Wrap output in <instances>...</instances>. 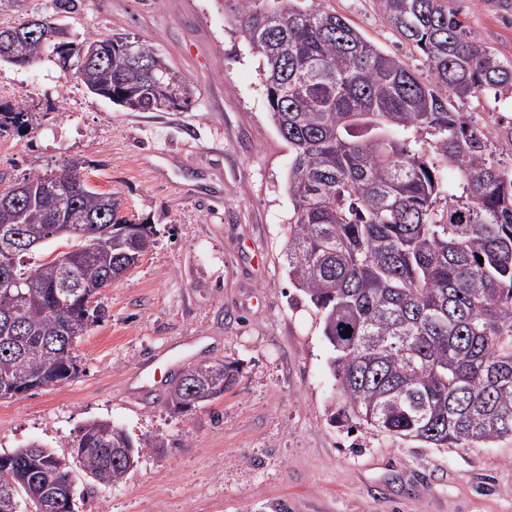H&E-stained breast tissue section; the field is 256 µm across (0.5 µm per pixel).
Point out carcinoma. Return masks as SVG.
Instances as JSON below:
<instances>
[{"label":"carcinoma","instance_id":"carcinoma-1","mask_svg":"<svg viewBox=\"0 0 512 512\" xmlns=\"http://www.w3.org/2000/svg\"><path fill=\"white\" fill-rule=\"evenodd\" d=\"M379 2L425 56L429 80L314 0H224L235 33L263 60L269 112L293 153L285 264L334 352L337 422L433 448H475L512 437V167L494 154L490 129L452 97L508 94L512 59L481 44L449 0ZM30 23L19 16L0 27L12 64L30 67L51 47L63 66L76 63L87 89L131 112H175L193 96L191 81L146 40L70 41L51 16L40 18L39 36L10 38ZM31 121L23 101L0 105V131ZM81 168L65 160L25 176L22 206L0 203V226L48 237L54 219L96 240L92 252L76 253L68 288L53 262L29 261L36 249L0 252V276L35 277L21 299L0 294V398L78 374L76 345L105 309L85 323L76 296L150 245L146 224L136 237L122 232L131 220L121 193L90 187ZM84 214L97 223H82ZM182 374L167 394L177 413L190 411L189 386L222 394L235 381L223 363ZM80 430L79 462L111 485L127 478L117 462L126 450L138 457L161 447L104 420ZM8 476L0 512H23L19 502L63 486L71 468L40 444L10 459Z\"/></svg>","mask_w":512,"mask_h":512}]
</instances>
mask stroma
Wrapping results in <instances>:
<instances>
[{"mask_svg": "<svg viewBox=\"0 0 512 512\" xmlns=\"http://www.w3.org/2000/svg\"><path fill=\"white\" fill-rule=\"evenodd\" d=\"M321 4L426 76L379 0ZM451 6L512 59V0ZM67 24L81 40H148L195 95L176 112H128L55 54L30 67L0 62V104L23 100L35 118L0 134V175L81 161L92 186L121 192L130 219L153 232L139 263L102 293L106 316L78 346V375L0 400V453L36 441L66 454L77 430L101 419L162 440L112 487L73 467L75 512H512V438L431 448L334 422L333 352L284 261L292 154L224 0H81ZM455 106L495 129L498 155L512 159L511 102ZM217 362L238 368L235 386L173 413L166 398L179 373Z\"/></svg>", "mask_w": 512, "mask_h": 512, "instance_id": "35a3bbf8", "label": "stroma"}]
</instances>
